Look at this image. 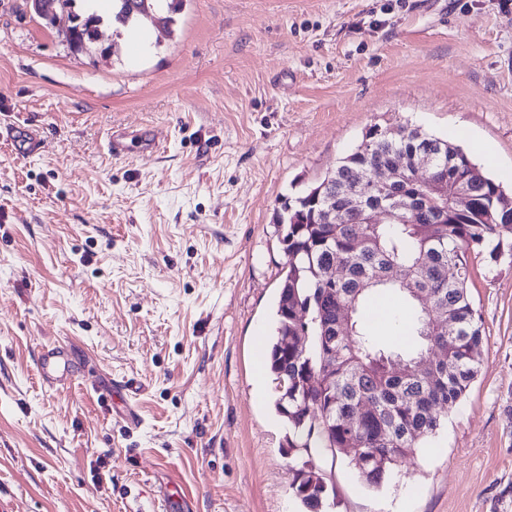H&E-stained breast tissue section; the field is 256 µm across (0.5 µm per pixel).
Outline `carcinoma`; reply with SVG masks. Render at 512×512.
<instances>
[{
    "instance_id": "cac0c4a2",
    "label": "carcinoma",
    "mask_w": 512,
    "mask_h": 512,
    "mask_svg": "<svg viewBox=\"0 0 512 512\" xmlns=\"http://www.w3.org/2000/svg\"><path fill=\"white\" fill-rule=\"evenodd\" d=\"M74 2L37 0L34 12L51 24L57 10ZM177 10L161 0H112L111 19L122 27L170 33ZM68 17L70 44L80 51L96 44L102 15L84 10ZM427 142L434 145L437 163L448 168V182L418 183L407 171L401 195L383 184L356 211H346L351 170L372 172L392 154L410 158ZM474 168L460 146L418 127L393 132L373 126L331 171L333 181L308 187L277 214L276 224L286 226L281 242L288 273L280 285L269 363L274 406L288 421L287 447L295 449L298 464L292 488L306 512L329 506L317 457L351 445L359 451L352 460L358 479L369 488L382 487L437 433L438 410L459 404L478 374L484 335L468 292L470 259L484 254L496 264L512 253V206L491 177L474 183ZM463 185L471 188L473 203L458 212L451 197ZM406 198L416 211L409 223H371L379 205ZM443 211L444 222H432ZM334 264L345 275L333 281ZM394 265L408 271L401 284L387 279ZM383 290L400 296L403 329L413 338L408 348L382 343L362 315L370 296ZM344 309L352 311L350 325L331 331L327 323ZM426 353L431 360L425 372L391 373L392 362L411 367Z\"/></svg>"
}]
</instances>
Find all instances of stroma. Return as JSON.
<instances>
[{"instance_id":"35a3bbf8","label":"stroma","mask_w":512,"mask_h":512,"mask_svg":"<svg viewBox=\"0 0 512 512\" xmlns=\"http://www.w3.org/2000/svg\"><path fill=\"white\" fill-rule=\"evenodd\" d=\"M143 52H73L0 0V500L10 512H301L274 381V222L372 126L461 145L512 189V4L183 0ZM160 132L115 157L113 129ZM41 147L24 152L25 130ZM486 336L458 408L375 491L324 453L333 512H512V261L471 260ZM66 341L84 370L39 376ZM129 379L137 424L98 386Z\"/></svg>"}]
</instances>
